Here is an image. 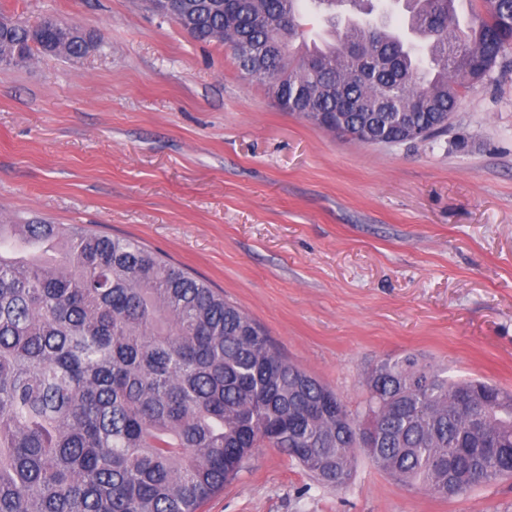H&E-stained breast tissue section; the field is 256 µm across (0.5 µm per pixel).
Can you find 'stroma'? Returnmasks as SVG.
I'll use <instances>...</instances> for the list:
<instances>
[{
  "label": "stroma",
  "instance_id": "35a3bbf8",
  "mask_svg": "<svg viewBox=\"0 0 512 512\" xmlns=\"http://www.w3.org/2000/svg\"><path fill=\"white\" fill-rule=\"evenodd\" d=\"M0 10L106 42L0 64V224H86L164 253L353 410L368 368L404 352L512 391V49L446 133L368 145L281 111L147 0ZM199 512H512V479L440 497L360 449L336 489L261 447Z\"/></svg>",
  "mask_w": 512,
  "mask_h": 512
}]
</instances>
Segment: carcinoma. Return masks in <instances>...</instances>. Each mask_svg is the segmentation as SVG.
Instances as JSON below:
<instances>
[{
    "instance_id": "obj_1",
    "label": "carcinoma",
    "mask_w": 512,
    "mask_h": 512,
    "mask_svg": "<svg viewBox=\"0 0 512 512\" xmlns=\"http://www.w3.org/2000/svg\"><path fill=\"white\" fill-rule=\"evenodd\" d=\"M329 40L300 54L302 2ZM424 3L428 44L380 0H168L160 15L224 43L284 111L366 144L448 130V114L512 48V0ZM0 11V63L78 58L103 35ZM351 411L211 284L124 237L81 224H0V512H198L253 449L286 452L323 484L369 459L440 496L512 477V392L453 380L413 353L365 373Z\"/></svg>"
}]
</instances>
